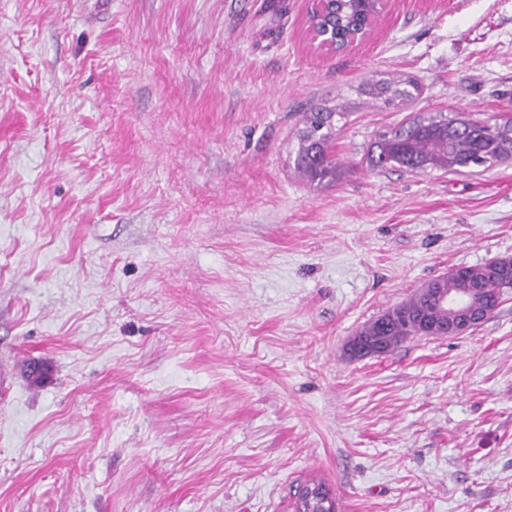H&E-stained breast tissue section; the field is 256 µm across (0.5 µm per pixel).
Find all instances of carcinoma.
Segmentation results:
<instances>
[{"label":"carcinoma","mask_w":512,"mask_h":512,"mask_svg":"<svg viewBox=\"0 0 512 512\" xmlns=\"http://www.w3.org/2000/svg\"><path fill=\"white\" fill-rule=\"evenodd\" d=\"M370 0H335L324 22L341 31L365 22L371 13ZM414 81L387 80L374 83L366 93L384 106L399 108L413 99ZM333 110L306 112L298 136L297 171L311 181L336 178V162L330 152L335 130ZM512 158V117L495 121L473 119L454 112L415 119L397 128L380 131L368 151L372 169H404L409 172L441 171L470 174ZM430 288H468L474 303L484 306L501 302L512 289V262L467 266L450 271L416 291L404 303L384 312L362 327L357 336L365 341L379 339L385 351L414 336H437L435 322L447 312L428 292Z\"/></svg>","instance_id":"cac0c4a2"}]
</instances>
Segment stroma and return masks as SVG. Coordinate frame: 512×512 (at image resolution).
<instances>
[{
	"instance_id": "obj_1",
	"label": "stroma",
	"mask_w": 512,
	"mask_h": 512,
	"mask_svg": "<svg viewBox=\"0 0 512 512\" xmlns=\"http://www.w3.org/2000/svg\"><path fill=\"white\" fill-rule=\"evenodd\" d=\"M262 3L0 0V512H295L312 479L341 512H512V291L463 335L345 352L512 257V160L366 159L420 116H512V0H388L334 55L308 0ZM380 79L420 94L380 109ZM339 104L317 184L300 119ZM331 1L334 0H309L311 4L308 11L309 38L313 44H317L318 49L329 53H338L352 48L364 39L374 15L368 18L363 29L348 32L344 39L340 41L336 37V33L334 35L331 32L329 26L325 28L323 25H318L321 16L327 11Z\"/></svg>"
}]
</instances>
